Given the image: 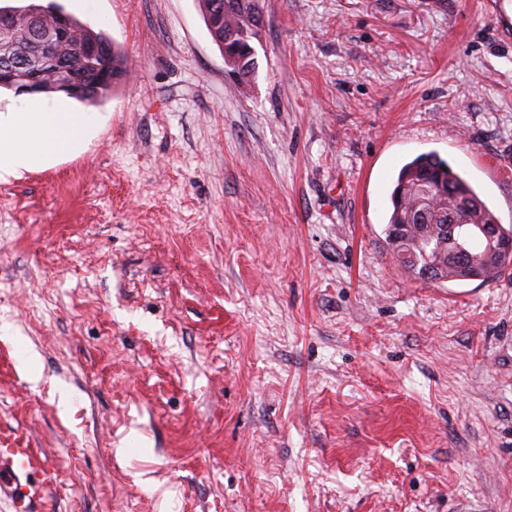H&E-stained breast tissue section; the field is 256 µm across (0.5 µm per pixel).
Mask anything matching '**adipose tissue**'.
<instances>
[{
    "label": "adipose tissue",
    "mask_w": 512,
    "mask_h": 512,
    "mask_svg": "<svg viewBox=\"0 0 512 512\" xmlns=\"http://www.w3.org/2000/svg\"><path fill=\"white\" fill-rule=\"evenodd\" d=\"M96 120L61 103L49 110L19 107L0 112V181L73 154L88 139Z\"/></svg>",
    "instance_id": "adipose-tissue-1"
}]
</instances>
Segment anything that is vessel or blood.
I'll use <instances>...</instances> for the list:
<instances>
[{
	"instance_id": "b4317fda",
	"label": "vessel or blood",
	"mask_w": 512,
	"mask_h": 512,
	"mask_svg": "<svg viewBox=\"0 0 512 512\" xmlns=\"http://www.w3.org/2000/svg\"><path fill=\"white\" fill-rule=\"evenodd\" d=\"M55 473L43 465L38 448H0V496L13 512H30L32 505L47 498Z\"/></svg>"
}]
</instances>
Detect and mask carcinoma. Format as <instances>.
<instances>
[{"label": "carcinoma", "mask_w": 512, "mask_h": 512, "mask_svg": "<svg viewBox=\"0 0 512 512\" xmlns=\"http://www.w3.org/2000/svg\"><path fill=\"white\" fill-rule=\"evenodd\" d=\"M208 30L228 55H244L254 48L264 27L262 0H200ZM14 9L25 14L18 22L10 23L0 15V66L5 56L13 53L28 58H41L46 46L29 37V29L36 22L49 31L55 13L61 8L55 0L47 4L29 3L25 6H1V11ZM66 44L62 45V57L68 63L86 92L75 95L84 103L104 102L112 88L127 76L120 53L102 32H96L78 19L70 16ZM434 178L438 187L428 199L427 220L424 223H404L407 214H416V199L409 187L423 177ZM461 199L472 201L471 209L463 214L468 224L476 222L498 223L488 205L468 182L456 172L448 161L435 153L422 154L406 163L399 170L390 195L391 213L385 228L386 238L398 261L409 273L421 279L428 271L426 259L419 258L424 251L436 263V274L441 282L466 281L470 272L482 281L492 280L512 264L511 260L488 256L487 247L477 246L462 262L448 257V238L441 235L442 216L454 210Z\"/></svg>", "instance_id": "1"}]
</instances>
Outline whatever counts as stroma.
Instances as JSON below:
<instances>
[{
  "mask_svg": "<svg viewBox=\"0 0 512 512\" xmlns=\"http://www.w3.org/2000/svg\"><path fill=\"white\" fill-rule=\"evenodd\" d=\"M58 2L128 77L0 182V448L43 449L41 512H512V267L424 281L385 234L431 151L512 226L488 0H263L243 84L198 0Z\"/></svg>",
  "mask_w": 512,
  "mask_h": 512,
  "instance_id": "stroma-1",
  "label": "stroma"
}]
</instances>
